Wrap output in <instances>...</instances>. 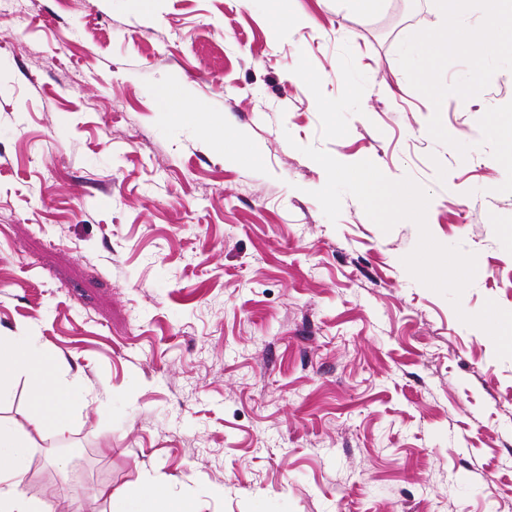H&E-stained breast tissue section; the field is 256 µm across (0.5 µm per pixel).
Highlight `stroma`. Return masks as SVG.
Masks as SVG:
<instances>
[{"label":"stroma","mask_w":512,"mask_h":512,"mask_svg":"<svg viewBox=\"0 0 512 512\" xmlns=\"http://www.w3.org/2000/svg\"><path fill=\"white\" fill-rule=\"evenodd\" d=\"M289 7L275 36L262 0H0V330L87 392L34 437L22 489L57 512L148 481L197 512H512V358L406 271L414 223L349 195L330 222L302 152L413 178L477 256L463 310L512 311V0ZM491 12L500 48L428 97L425 40Z\"/></svg>","instance_id":"obj_1"}]
</instances>
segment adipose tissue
Instances as JSON below:
<instances>
[{
	"instance_id": "1",
	"label": "adipose tissue",
	"mask_w": 512,
	"mask_h": 512,
	"mask_svg": "<svg viewBox=\"0 0 512 512\" xmlns=\"http://www.w3.org/2000/svg\"><path fill=\"white\" fill-rule=\"evenodd\" d=\"M499 40V24L488 18L478 29L447 27L430 41V62L438 64L443 53L465 48L475 53L493 49ZM25 376L30 390V430L0 421V512H51L42 499L24 494L21 485L29 471L34 444L31 431L63 432L71 409L83 399L78 382L57 376L53 359L36 350L29 337L0 333V402L11 390L13 377ZM110 512H196L187 499L172 498L144 489L128 496L103 489Z\"/></svg>"
}]
</instances>
